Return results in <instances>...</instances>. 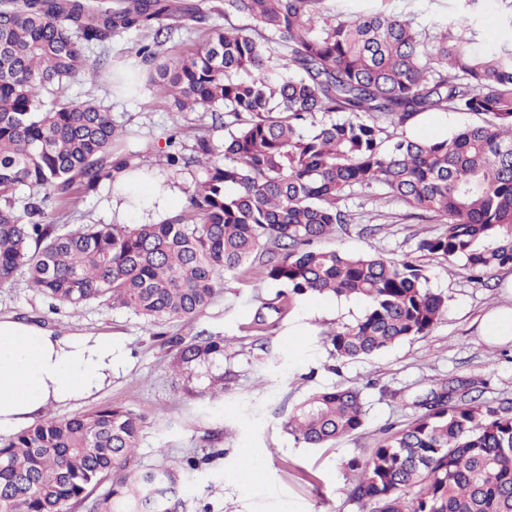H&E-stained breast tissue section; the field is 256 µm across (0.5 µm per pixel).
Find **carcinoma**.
Listing matches in <instances>:
<instances>
[{
	"label": "carcinoma",
	"instance_id": "1",
	"mask_svg": "<svg viewBox=\"0 0 512 512\" xmlns=\"http://www.w3.org/2000/svg\"><path fill=\"white\" fill-rule=\"evenodd\" d=\"M502 2L505 35L478 47L468 11L430 35L393 13L345 17L326 0H0V287L25 267L34 288L75 315L98 300L156 327L196 318L224 275L257 264L288 289L270 306L280 316L308 293L366 299L361 318L327 334L342 360L428 335L447 303L425 288L416 260L312 244L351 223L342 201L376 185L447 224L419 251L460 259L480 277L512 267V3ZM215 10L226 25L208 24ZM188 22L199 42L162 57L164 32ZM133 29L153 34L138 49L154 67L153 92L181 111L214 109L229 162L198 135L204 177L180 213L67 228L59 209L130 161L114 150L122 132L109 109L93 98L73 103L63 90L75 78L95 86L112 76L109 59L90 64L87 50ZM426 112L479 122L443 139L409 137ZM317 113L336 118L298 133ZM175 345L184 368L224 354L219 336ZM419 405L409 425L347 461L349 497L368 512H512V402L494 405L450 378ZM364 421L359 390L334 386L297 404L284 428L320 447ZM142 430L143 417L119 405L36 421L0 446V512H180V473L199 461L141 465Z\"/></svg>",
	"mask_w": 512,
	"mask_h": 512
}]
</instances>
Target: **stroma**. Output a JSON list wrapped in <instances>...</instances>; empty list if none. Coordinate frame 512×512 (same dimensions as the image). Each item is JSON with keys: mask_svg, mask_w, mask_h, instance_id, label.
Masks as SVG:
<instances>
[{"mask_svg": "<svg viewBox=\"0 0 512 512\" xmlns=\"http://www.w3.org/2000/svg\"><path fill=\"white\" fill-rule=\"evenodd\" d=\"M464 5L465 0H329L330 8L343 15L396 13L428 33L437 19L453 17ZM142 43L139 32H122L113 36L109 50L115 76L135 75L134 94L81 79L68 84L65 94L76 102L91 96L109 106L124 132L121 150L129 154L131 165H142L158 180L186 190L203 176L190 162L198 131H209L218 148L224 133L212 129L209 110L178 112L172 100L150 90L138 53ZM170 152L183 156V163L168 165ZM112 191V184L103 182L65 211L64 223H111ZM381 193L378 187L359 189L346 199L353 224L321 241V248L397 260L414 256L425 270L428 288L446 297L448 309L429 335L364 359H337L326 334L361 317L365 299L296 296L279 318L270 309L279 286L255 272L225 277L223 288L195 320L168 323L159 336L143 318L96 301L76 313L66 306L50 310L23 269L10 285L0 287V314L63 332L108 334L120 344L122 359L111 386L85 404L54 409L52 415L64 419L123 405L145 418L137 452L142 465L202 457L203 465L182 481L186 512H362L346 493L353 478L346 462L367 456L386 429L412 422L437 383L470 378L480 382L483 400L512 399V342L490 344L481 329L484 316L504 301L512 267L497 269L479 282L463 261L450 264L419 252L420 238L443 233L445 224L413 218L410 208L395 200L379 203ZM259 313L267 321L262 331L254 324ZM198 333L222 336L223 355L184 371L174 368L178 348L173 337ZM218 377L224 380V394L213 399L208 388ZM336 385L361 390L363 427L325 447H304L288 434L284 419L310 394ZM246 468L254 476L244 486L239 474Z\"/></svg>", "mask_w": 512, "mask_h": 512, "instance_id": "stroma-1", "label": "stroma"}]
</instances>
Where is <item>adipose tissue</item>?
Segmentation results:
<instances>
[{
  "label": "adipose tissue",
  "instance_id": "adipose-tissue-1",
  "mask_svg": "<svg viewBox=\"0 0 512 512\" xmlns=\"http://www.w3.org/2000/svg\"><path fill=\"white\" fill-rule=\"evenodd\" d=\"M184 196L148 174H122L114 183L118 219L168 211ZM118 347L111 336L62 332L0 315V433L21 430L48 409L80 404L112 383Z\"/></svg>",
  "mask_w": 512,
  "mask_h": 512
}]
</instances>
